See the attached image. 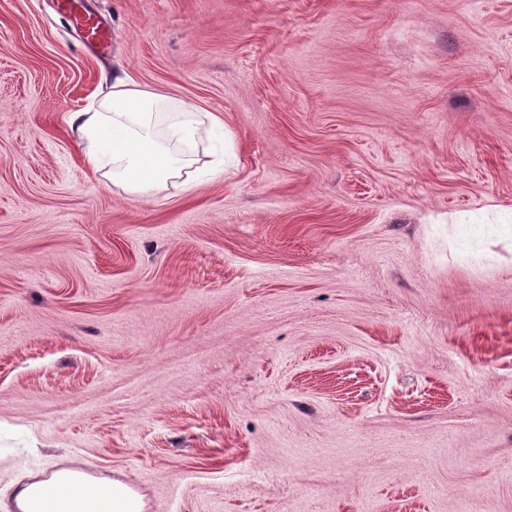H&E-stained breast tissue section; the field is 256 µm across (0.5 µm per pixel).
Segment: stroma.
Wrapping results in <instances>:
<instances>
[{
	"instance_id": "35a3bbf8",
	"label": "stroma",
	"mask_w": 512,
	"mask_h": 512,
	"mask_svg": "<svg viewBox=\"0 0 512 512\" xmlns=\"http://www.w3.org/2000/svg\"><path fill=\"white\" fill-rule=\"evenodd\" d=\"M86 6L0 0V512H512V0ZM118 78L221 119L194 192L85 168ZM82 1L61 0L59 7L83 31L86 42L95 44L108 39L109 31L103 29L100 21L86 10ZM19 512H144L143 497L116 479L61 469L48 480L25 484L16 494Z\"/></svg>"
}]
</instances>
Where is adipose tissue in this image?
<instances>
[{
    "instance_id": "obj_1",
    "label": "adipose tissue",
    "mask_w": 512,
    "mask_h": 512,
    "mask_svg": "<svg viewBox=\"0 0 512 512\" xmlns=\"http://www.w3.org/2000/svg\"><path fill=\"white\" fill-rule=\"evenodd\" d=\"M165 105V97L121 79L113 83L108 99L72 113L69 124L82 145L85 166L107 171L114 184L135 194L159 191L172 182L193 191L197 182L186 148L220 120H199L194 108L181 103L176 119L162 129L158 116ZM15 503L18 512H145L142 496L129 485L74 469L25 484Z\"/></svg>"
}]
</instances>
